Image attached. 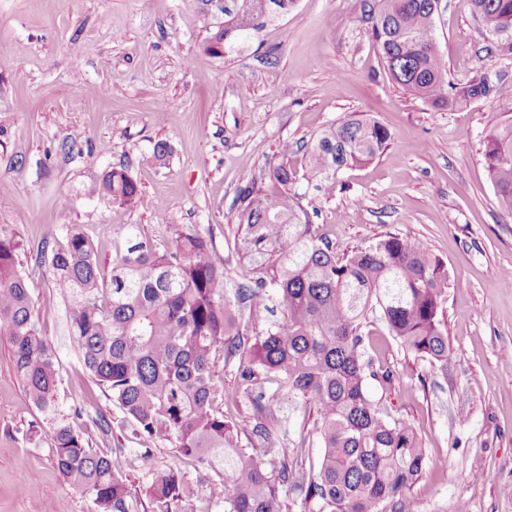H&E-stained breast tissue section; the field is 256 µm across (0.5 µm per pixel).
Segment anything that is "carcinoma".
Wrapping results in <instances>:
<instances>
[{
    "label": "carcinoma",
    "instance_id": "1",
    "mask_svg": "<svg viewBox=\"0 0 512 512\" xmlns=\"http://www.w3.org/2000/svg\"><path fill=\"white\" fill-rule=\"evenodd\" d=\"M296 0H224V27L208 38L205 53L225 50L256 37L288 13ZM491 35L512 38V0H472ZM438 0H374L368 11L372 35L391 78L404 91L434 108L490 98L512 112V85L486 77L465 84L447 81L435 37ZM391 135L375 119L349 114L322 130L305 154V189L335 194L337 174L370 161L388 147ZM269 178L277 190L253 182L237 199L255 249L277 253L271 287L240 288L237 301L250 309L272 303L283 319L265 335H244L236 310L224 297V271L201 236L173 228L166 243L128 234L130 246L112 263L105 282L93 244L79 227L66 229L64 243L43 257L60 295L72 305L70 335L97 385L124 415L149 477L151 512H182L193 486L177 467H157L152 448L167 440L178 461H195L224 475V512H284L283 490L300 491L317 512H416L413 487L420 481L426 452L416 429L393 418L366 393L369 378L390 379L363 358L364 327L379 309L390 335L424 358L448 364V336L442 302L448 270L420 240L390 234L375 244L336 255L310 231L316 208L301 203L288 147ZM484 159L500 206L512 213V122L486 140ZM95 191L113 202L140 204L137 182L125 168L105 172ZM21 235L0 224V333L12 344L16 375L34 403L51 406L58 381L57 358L38 329L21 269ZM248 354L241 370L250 382L259 374L281 379L288 397H300L318 414L322 458L318 468L290 453L261 418L270 406L257 403V420L239 426L218 401L214 366ZM262 439V455L241 438ZM53 461L78 487L95 512H140L111 459L116 449L93 448L67 424L52 429Z\"/></svg>",
    "mask_w": 512,
    "mask_h": 512
}]
</instances>
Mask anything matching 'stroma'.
Here are the masks:
<instances>
[{
	"instance_id": "obj_1",
	"label": "stroma",
	"mask_w": 512,
	"mask_h": 512,
	"mask_svg": "<svg viewBox=\"0 0 512 512\" xmlns=\"http://www.w3.org/2000/svg\"><path fill=\"white\" fill-rule=\"evenodd\" d=\"M370 0H297L256 39L205 53L224 24V0H0V224L27 250L21 260L37 325L51 344L59 381L51 409L27 395L0 335V512H93L90 499L52 459L53 420L77 422L93 447L111 448L132 491L145 494L123 414L84 369L69 311L45 268L43 246L79 225L103 273L129 245L128 227L164 242L170 225L204 237L224 271V295L270 281L276 260L248 243L240 186L268 189L270 168L295 170L320 131L349 113L391 133L375 159L343 169L342 190L308 194L313 235L336 254L387 234L423 240L448 270L443 303L448 366L403 348L379 315L364 340L369 395L414 425L427 464L412 494L418 512H512V213L497 201L484 144L512 121L493 100L435 109L390 78L371 24ZM435 35L448 78L512 84V45L492 36L470 0H439ZM170 153L150 162L157 142ZM126 167L142 200L129 209L94 193L105 171ZM239 358L218 360L224 410L265 423L284 447L318 462L316 411L292 402L276 378L243 381ZM110 431H103L102 423ZM485 477L473 480L474 467ZM196 496L187 512H224L214 471L181 466Z\"/></svg>"
}]
</instances>
